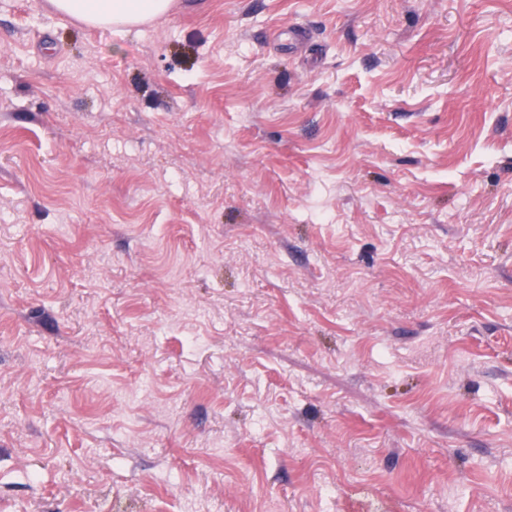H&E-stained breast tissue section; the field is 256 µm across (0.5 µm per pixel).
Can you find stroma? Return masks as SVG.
<instances>
[{"instance_id":"stroma-1","label":"stroma","mask_w":512,"mask_h":512,"mask_svg":"<svg viewBox=\"0 0 512 512\" xmlns=\"http://www.w3.org/2000/svg\"><path fill=\"white\" fill-rule=\"evenodd\" d=\"M0 512H512V0H0ZM59 14L86 26L129 28L155 21L171 10L172 0H49Z\"/></svg>"}]
</instances>
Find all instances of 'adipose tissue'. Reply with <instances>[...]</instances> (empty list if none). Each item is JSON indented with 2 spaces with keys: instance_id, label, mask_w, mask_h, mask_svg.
<instances>
[{
  "instance_id": "ef3b65f1",
  "label": "adipose tissue",
  "mask_w": 512,
  "mask_h": 512,
  "mask_svg": "<svg viewBox=\"0 0 512 512\" xmlns=\"http://www.w3.org/2000/svg\"><path fill=\"white\" fill-rule=\"evenodd\" d=\"M52 8L86 26L129 28L169 13L173 0H50Z\"/></svg>"
}]
</instances>
